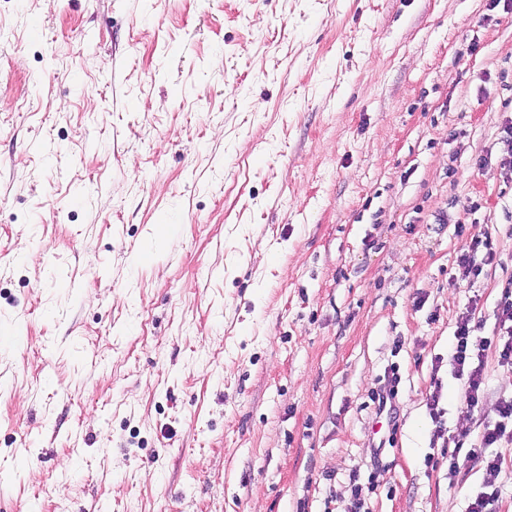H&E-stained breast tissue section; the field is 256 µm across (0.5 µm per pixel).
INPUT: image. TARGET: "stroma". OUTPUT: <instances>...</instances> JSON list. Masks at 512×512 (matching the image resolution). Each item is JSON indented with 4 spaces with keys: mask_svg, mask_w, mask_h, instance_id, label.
I'll return each instance as SVG.
<instances>
[{
    "mask_svg": "<svg viewBox=\"0 0 512 512\" xmlns=\"http://www.w3.org/2000/svg\"><path fill=\"white\" fill-rule=\"evenodd\" d=\"M510 123L492 0H0V512H466ZM467 249L458 257V267L462 279H477L484 267L492 265L496 260V252L487 233L470 232ZM477 308L476 301H469L461 313L454 331L448 361L457 379L464 380L463 398L471 410L479 408L485 399V352L494 349L498 363L512 375V281L503 289L496 306L499 332L492 336H476L472 325ZM391 373V376L389 375ZM388 383L380 389L379 392L374 393L373 402L378 404V411L383 412L389 405V410L394 408L396 399L399 393L398 386L400 378L393 368L388 371Z\"/></svg>",
    "mask_w": 512,
    "mask_h": 512,
    "instance_id": "stroma-1",
    "label": "stroma"
}]
</instances>
